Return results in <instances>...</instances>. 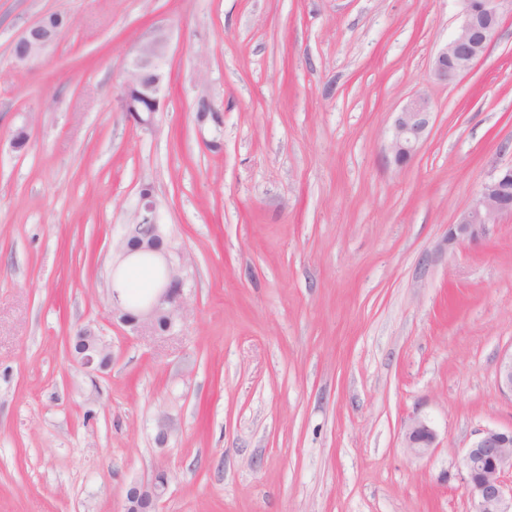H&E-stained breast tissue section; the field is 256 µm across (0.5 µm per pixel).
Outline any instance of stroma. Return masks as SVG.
Listing matches in <instances>:
<instances>
[{
    "mask_svg": "<svg viewBox=\"0 0 512 512\" xmlns=\"http://www.w3.org/2000/svg\"><path fill=\"white\" fill-rule=\"evenodd\" d=\"M50 12L70 27L16 65ZM460 22V0H0V512H122L158 470L160 512H474L464 451L512 426V218L446 236L512 163V16L438 81ZM158 30L145 132L120 99ZM417 92L432 123L399 166ZM145 185L192 265L188 317L156 339L105 296ZM87 326L107 371L71 356ZM414 415L437 433L421 458ZM48 15L46 13L28 25L14 43L12 54L17 64L25 65L39 59L57 42L63 28L49 26ZM434 113L431 99L424 93L412 95L396 112L388 152L397 165L412 159L425 138ZM437 434L430 422L421 416H411L404 426V445L415 457H423L435 447Z\"/></svg>",
    "mask_w": 512,
    "mask_h": 512,
    "instance_id": "1",
    "label": "stroma"
}]
</instances>
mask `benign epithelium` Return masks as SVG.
Wrapping results in <instances>:
<instances>
[{
	"label": "benign epithelium",
	"mask_w": 512,
	"mask_h": 512,
	"mask_svg": "<svg viewBox=\"0 0 512 512\" xmlns=\"http://www.w3.org/2000/svg\"><path fill=\"white\" fill-rule=\"evenodd\" d=\"M512 14V0H462V20L447 44L433 61L436 79H457L481 60L494 42L505 14ZM62 28L49 26L47 15L28 25L13 45L12 54L19 65L40 58L58 40ZM167 39L158 32L142 42L125 68L121 109L137 127L152 131L157 112L163 103L160 92L163 74L160 62L165 57ZM434 113L431 99L424 93L412 95L397 112L388 152L394 162L403 165L412 159L425 138ZM158 202L153 194H143L135 213L138 224L153 225L151 235L140 240L138 247L127 245L131 225H122L120 237L113 246L117 259L112 271L132 260L137 253L153 255L165 269V278L152 299L135 313L130 312L119 294L112 295V320L130 328L137 336L163 337L188 315L187 296L183 295L188 263L183 250L174 244L167 225L159 221ZM512 216V164L507 165L484 183L471 205L456 223L448 225V245L476 243L485 227ZM165 320L166 328H158ZM85 347L77 356L84 368L101 367L111 358L110 346L94 329L81 330ZM499 389L512 396V354L505 356L496 369ZM437 434L430 422L418 415L404 426V445L415 457H423L435 448ZM465 488L474 503L475 512H512V484L505 474L512 473V427L484 428L467 446L463 455ZM168 482L155 477L147 484L128 488L123 512H158Z\"/></svg>",
	"instance_id": "obj_1"
}]
</instances>
